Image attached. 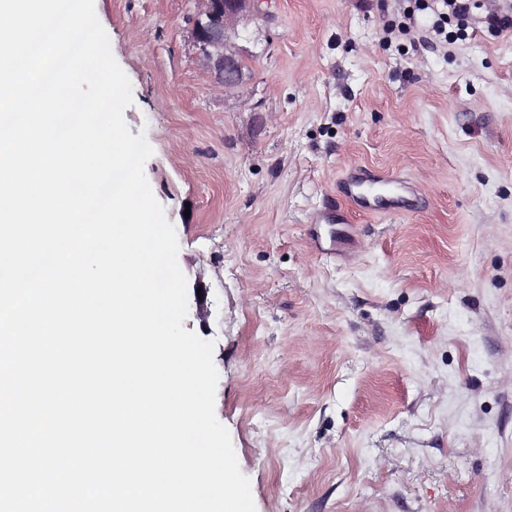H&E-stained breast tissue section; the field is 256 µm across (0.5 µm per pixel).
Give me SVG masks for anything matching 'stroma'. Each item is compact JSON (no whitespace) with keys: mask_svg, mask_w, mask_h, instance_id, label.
I'll list each match as a JSON object with an SVG mask.
<instances>
[{"mask_svg":"<svg viewBox=\"0 0 512 512\" xmlns=\"http://www.w3.org/2000/svg\"><path fill=\"white\" fill-rule=\"evenodd\" d=\"M407 6L269 0L227 97L195 0H94L256 512H512V32L431 47L424 18L385 42ZM355 167L424 209L360 212ZM327 201L350 217L331 258Z\"/></svg>","mask_w":512,"mask_h":512,"instance_id":"stroma-1","label":"stroma"}]
</instances>
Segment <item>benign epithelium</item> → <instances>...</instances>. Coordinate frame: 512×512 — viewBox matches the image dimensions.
<instances>
[{"instance_id": "7a95c632", "label": "benign epithelium", "mask_w": 512, "mask_h": 512, "mask_svg": "<svg viewBox=\"0 0 512 512\" xmlns=\"http://www.w3.org/2000/svg\"><path fill=\"white\" fill-rule=\"evenodd\" d=\"M198 11L191 36L201 63L215 74L217 88L228 95L244 78V57L237 41L245 38L241 24L265 14L268 0H196Z\"/></svg>"}]
</instances>
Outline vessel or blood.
<instances>
[{"label": "vessel or blood", "instance_id": "b4317fda", "mask_svg": "<svg viewBox=\"0 0 512 512\" xmlns=\"http://www.w3.org/2000/svg\"><path fill=\"white\" fill-rule=\"evenodd\" d=\"M345 187L359 207L375 214L411 216L423 206L422 196L409 194L403 182L380 174L347 180Z\"/></svg>", "mask_w": 512, "mask_h": 512}]
</instances>
